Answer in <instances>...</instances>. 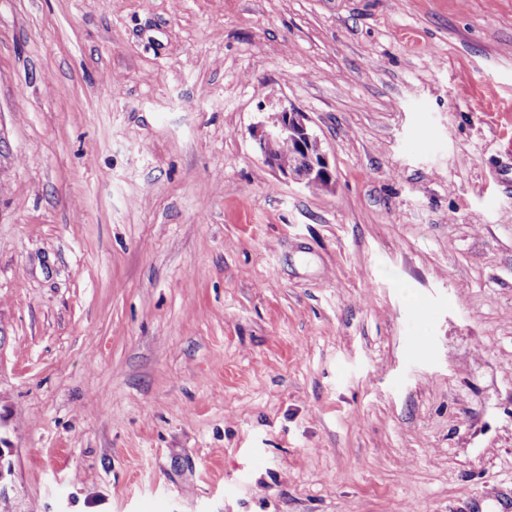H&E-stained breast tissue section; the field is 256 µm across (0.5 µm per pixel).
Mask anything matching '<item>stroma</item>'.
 <instances>
[{
  "label": "stroma",
  "instance_id": "1",
  "mask_svg": "<svg viewBox=\"0 0 512 512\" xmlns=\"http://www.w3.org/2000/svg\"><path fill=\"white\" fill-rule=\"evenodd\" d=\"M0 462L10 512H512V0H0ZM309 117L306 112H301L292 105L281 104L276 112H273L267 123H262L252 129V137L255 140L264 162L284 179L296 181L306 187L319 182L329 180L330 189L333 185V177L329 169L326 154L321 147L318 137L309 126ZM284 163L292 162L297 153L295 141L303 146L300 158L302 163L279 162L268 152ZM305 144L310 148H305ZM325 182L311 186V189L325 191Z\"/></svg>",
  "mask_w": 512,
  "mask_h": 512
}]
</instances>
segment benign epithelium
<instances>
[{
    "mask_svg": "<svg viewBox=\"0 0 512 512\" xmlns=\"http://www.w3.org/2000/svg\"><path fill=\"white\" fill-rule=\"evenodd\" d=\"M255 140L264 162L287 180L309 186L320 180H333L326 154L318 137L309 126L307 113L301 112L292 105L282 104L272 113L269 121L252 129ZM272 141H295L303 146L301 161L283 164L270 155L267 146Z\"/></svg>",
    "mask_w": 512,
    "mask_h": 512,
    "instance_id": "1",
    "label": "benign epithelium"
}]
</instances>
